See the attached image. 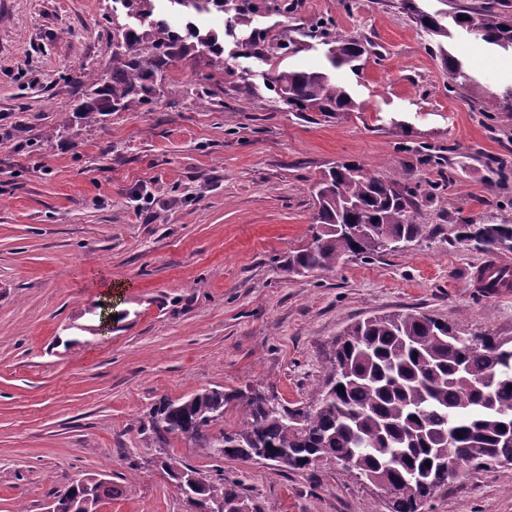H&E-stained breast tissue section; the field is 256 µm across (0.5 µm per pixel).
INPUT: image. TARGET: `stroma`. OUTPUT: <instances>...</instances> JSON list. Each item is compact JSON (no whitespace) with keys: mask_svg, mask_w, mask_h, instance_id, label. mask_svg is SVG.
Returning <instances> with one entry per match:
<instances>
[{"mask_svg":"<svg viewBox=\"0 0 512 512\" xmlns=\"http://www.w3.org/2000/svg\"><path fill=\"white\" fill-rule=\"evenodd\" d=\"M262 13L279 38L329 18L369 53L334 76L360 109L339 118L272 102L276 68L323 67L322 49L239 54L228 15H169L224 38V60L174 63L146 105L73 116L82 75L112 67V0H0V512H44L88 475L100 512H192L160 462L223 467L260 512H383L376 488L332 463L293 471L213 453L205 438L146 428L160 399L253 386L310 401L332 343L366 317L415 311L512 336V293L476 274L512 252L463 249L453 227L512 223V112L453 86L402 0H298ZM482 86H512V54L455 34ZM67 128H60L61 119ZM339 164L417 189L407 249L298 276L311 185ZM506 180H498L496 169ZM448 187H441L442 178ZM115 321H108V314ZM422 512H512V472L472 470Z\"/></svg>","mask_w":512,"mask_h":512,"instance_id":"obj_1","label":"stroma"}]
</instances>
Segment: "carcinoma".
<instances>
[{
    "label": "carcinoma",
    "mask_w": 512,
    "mask_h": 512,
    "mask_svg": "<svg viewBox=\"0 0 512 512\" xmlns=\"http://www.w3.org/2000/svg\"><path fill=\"white\" fill-rule=\"evenodd\" d=\"M124 15L112 14V74L103 81L91 74L76 114L101 115L150 103L177 60L206 51L219 63L224 46L213 34L192 25L182 34L167 20L154 18L153 0H119ZM187 13L215 10L231 16L227 32L248 27L237 47L257 56L278 50L295 54L304 39H320L333 68L358 70L365 47L336 32L331 21L316 23L299 39L274 42L252 26L262 10L292 12L294 0H170ZM416 24L440 38L448 26L403 0ZM451 18L461 28L475 27L488 45L512 51V19L493 6H458ZM454 83L480 99L483 111H512V87L501 94L474 83L455 55L439 48ZM272 101L290 112L340 116L356 103L349 92L323 70L279 71L269 77ZM351 165H338L312 187L317 211L310 242L288 256V272L296 275L331 271L349 257L370 258L385 252L383 239L401 245L422 231L412 197L416 190L395 178L384 179ZM364 225L370 234L356 237L351 228ZM471 240L483 253L512 251V224H461L454 240ZM343 389H338V386ZM242 406L245 420L218 437L215 452L242 462L272 461L297 471L317 466L331 456L344 466L352 462L367 481L385 475L396 492L384 500L387 512H421L435 492L470 468L512 470V336L484 333L473 341L465 330L426 314L405 312L368 317L346 328L334 342L324 381L312 402L296 407L261 392L206 389L174 402L163 399L150 412L157 433L201 438L229 405ZM456 461L448 474V460ZM162 468L178 489H198L199 512H254L247 496L224 474L206 475L169 457ZM112 497V485L92 477L76 480L56 497V512H98Z\"/></svg>",
    "instance_id": "carcinoma-1"
}]
</instances>
